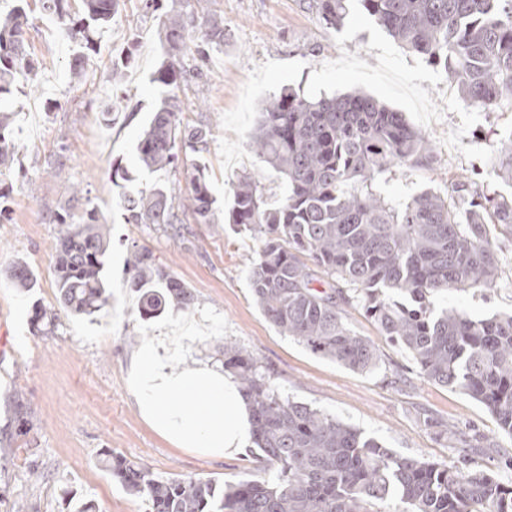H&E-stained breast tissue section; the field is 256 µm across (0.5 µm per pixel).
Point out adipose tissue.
I'll use <instances>...</instances> for the list:
<instances>
[{
	"label": "adipose tissue",
	"mask_w": 512,
	"mask_h": 512,
	"mask_svg": "<svg viewBox=\"0 0 512 512\" xmlns=\"http://www.w3.org/2000/svg\"><path fill=\"white\" fill-rule=\"evenodd\" d=\"M128 383L141 416L178 447L231 457L250 441L248 402L219 368L172 369L168 350L148 344L133 354Z\"/></svg>",
	"instance_id": "obj_1"
}]
</instances>
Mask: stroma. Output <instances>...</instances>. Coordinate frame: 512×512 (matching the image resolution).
<instances>
[{"mask_svg":"<svg viewBox=\"0 0 512 512\" xmlns=\"http://www.w3.org/2000/svg\"><path fill=\"white\" fill-rule=\"evenodd\" d=\"M345 18L322 22L312 0H197L196 10L224 21V46L188 83L186 122L202 123L210 135L202 160L217 211L227 209L238 177L259 176L265 197L282 198V177L266 168L250 146L260 107L274 93L292 88L309 99L360 90L404 112L427 137L435 160L425 169L395 167L374 187L395 200L425 190L456 202L454 187L467 180L476 200L511 197L512 183L495 174L500 149L512 144V109L485 111L464 103L444 69L405 51L370 17L361 0H346ZM33 19L27 33L40 66L25 77L13 103V138L24 179L0 204V512H151L146 496L133 495L103 466L105 454L148 467L155 476L237 481L254 470L255 446L224 459L197 448H180L161 436L137 410L128 387L132 354L150 340L181 337L172 368L192 361L224 364V344L251 352L279 393L339 418L406 456L454 463L468 452L473 466L512 483V437L471 397L432 383L408 354L381 336L360 304L344 308L358 335L372 340L378 368L360 373L313 354L271 325L253 300L248 270L257 241L227 220L196 223L182 214L177 224H129L112 186L121 163L128 188L155 183L186 194L190 164L151 173L138 163L142 128L166 96L154 82L164 50L158 15L142 0H125L73 79V43L57 35L58 20L27 0ZM131 52L120 83L112 59ZM111 118H104V110ZM89 192L73 200L74 185ZM95 207L110 227L107 278L110 305L92 317L61 314L50 332H35V307H57L55 255L59 227L52 216L69 209L80 219ZM147 250L154 263L180 279L194 295L190 309L170 306L144 320L139 295L128 286L127 261ZM25 262L33 286L20 289L9 268ZM495 288H468L436 297L475 319L512 312V241L500 254ZM39 480H31L30 471Z\"/></svg>","mask_w":512,"mask_h":512,"instance_id":"stroma-1","label":"stroma"}]
</instances>
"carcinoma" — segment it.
<instances>
[{"mask_svg":"<svg viewBox=\"0 0 512 512\" xmlns=\"http://www.w3.org/2000/svg\"><path fill=\"white\" fill-rule=\"evenodd\" d=\"M41 0L80 50L70 60L81 77L86 51L119 12L121 0ZM396 41L440 65L461 98L482 108L512 105V0H362ZM322 20L341 23L343 0H316ZM32 19L17 6L0 19V200L17 174L9 102L19 78L39 68L27 50ZM199 36L191 39V33ZM164 59L154 81L169 88L145 125L138 161L154 173L177 168L179 153L204 150L210 131L183 122L178 91L187 83L184 57L206 61L224 45V24L171 0L159 15ZM251 147L286 181L272 204L252 174L233 189L228 222L258 241L249 268L255 303L282 334L353 371L378 363L372 342L346 324L341 305L353 292L382 335L406 351L429 381L484 405L512 437V314L475 320L434 299L463 288H493L499 279L498 239L512 238V198L475 202L459 182L457 206L428 190L408 201L389 200L373 182L394 166L426 168L433 154L426 136L404 113L374 97L347 94L308 99L283 89L260 110ZM206 167L193 164L190 190L176 196L157 183L149 192L123 196L128 224H176L191 212L216 223ZM61 225L55 258L56 286L64 312L93 316L109 305L105 265L109 226L95 209ZM128 286L140 294L146 319L170 305L188 309L194 297L184 284L135 251ZM19 288L31 287L23 262L9 271ZM224 366L234 370L251 411V435L265 476L246 474L219 486L202 479H159L144 466L109 456L106 467L133 494L145 495L151 512H512V486L482 469L404 456L340 419L284 398L271 376L244 349L224 342Z\"/></svg>","mask_w":512,"mask_h":512,"instance_id":"obj_1","label":"carcinoma"}]
</instances>
